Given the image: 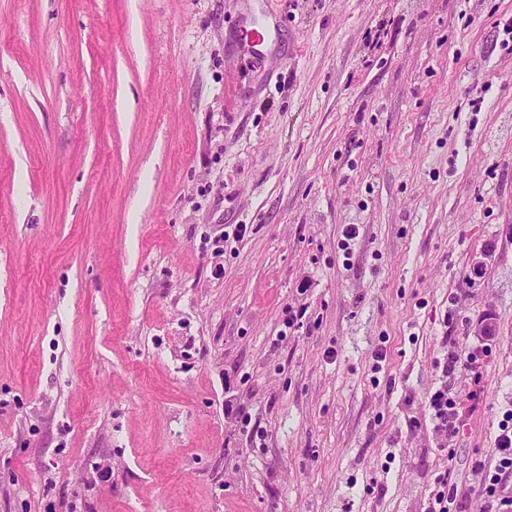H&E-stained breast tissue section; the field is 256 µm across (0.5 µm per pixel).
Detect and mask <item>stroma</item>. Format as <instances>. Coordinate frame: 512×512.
Returning a JSON list of instances; mask_svg holds the SVG:
<instances>
[{"instance_id":"35a3bbf8","label":"stroma","mask_w":512,"mask_h":512,"mask_svg":"<svg viewBox=\"0 0 512 512\" xmlns=\"http://www.w3.org/2000/svg\"><path fill=\"white\" fill-rule=\"evenodd\" d=\"M509 19L0 0V512H425L442 473L479 512L512 408ZM428 411L436 431L442 438H454L460 431L458 407L454 399L448 397L445 389L436 390L428 399Z\"/></svg>"}]
</instances>
